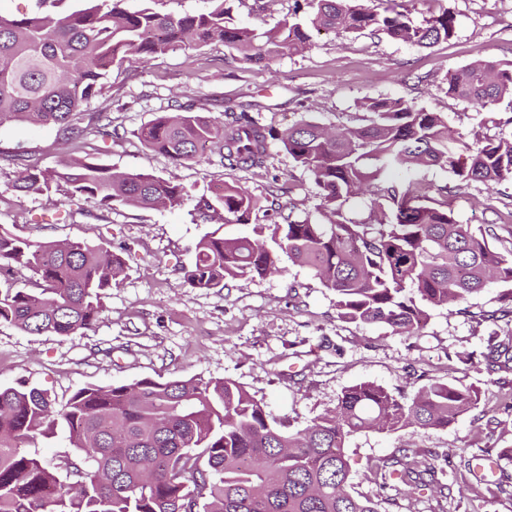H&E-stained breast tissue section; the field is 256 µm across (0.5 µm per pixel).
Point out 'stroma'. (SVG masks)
<instances>
[{
	"instance_id": "35a3bbf8",
	"label": "stroma",
	"mask_w": 512,
	"mask_h": 512,
	"mask_svg": "<svg viewBox=\"0 0 512 512\" xmlns=\"http://www.w3.org/2000/svg\"><path fill=\"white\" fill-rule=\"evenodd\" d=\"M229 6L237 22L262 32L292 20L296 0H230ZM443 7L455 18L454 36L430 48L368 30H323L313 32L303 52L263 64L213 43L113 65L101 93L83 107L88 118L107 113L112 143L86 135L81 154L118 171L179 184L185 201L176 209L80 211L55 193H18L15 156L44 169L73 146L53 126L0 127V225L33 240L100 244L127 265L86 333L30 335L0 325V384L26 382L62 406L89 385L230 377L294 430L333 410L340 393L360 382L406 393L431 379L471 386L481 393L478 405L447 429L352 436L348 490L370 498L379 512H512V460L499 457L500 449L512 448V369L487 372L481 357L491 336L512 347V321L482 319L499 308V287L431 310L423 329L408 337L338 318L335 293L283 253L277 272L265 278L235 281L220 291L191 287L184 270L204 235L219 228L230 237L253 235L274 204L294 220L316 216L313 179L278 142L265 168L251 169L224 166L214 155L176 165L137 136L178 104L225 123L245 112L279 131L303 119L342 129L370 119L362 106L367 98H402L441 113L467 141L477 133L512 136V101L496 105L491 123L485 109L448 93L449 73L470 62L493 57L512 64V0H412L411 17L418 22ZM414 178L447 188L460 223L496 224L512 211V179L466 186L439 167L417 170ZM226 182L258 199L261 210L250 223L221 227L200 217L199 201L214 199ZM401 449L434 468L436 490H394L375 482L378 461ZM482 456L498 462L483 481L466 465Z\"/></svg>"
}]
</instances>
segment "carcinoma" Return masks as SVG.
I'll return each mask as SVG.
<instances>
[{"label":"carcinoma","mask_w":512,"mask_h":512,"mask_svg":"<svg viewBox=\"0 0 512 512\" xmlns=\"http://www.w3.org/2000/svg\"><path fill=\"white\" fill-rule=\"evenodd\" d=\"M212 2L198 13L131 12L124 0H91L66 15L0 16V127L54 125L77 150L86 134L77 112L101 92L107 70L175 46L220 41L242 60L263 63L304 51L312 30L372 29L424 47L454 34L446 10L413 23L409 0H388L382 14L354 0H308L305 22L262 33L233 23L224 0ZM448 93L491 110L512 98V66L491 57L471 62L448 77ZM363 106L369 123L339 134L307 120L279 133L246 114L226 125L181 106L138 130L150 150L178 164L208 146L230 166L262 168L277 140L318 189L327 222H275L268 240L261 226L255 238L208 233L184 271L187 283L221 290L262 278L276 270L279 249L335 292L337 315L350 322L412 336L429 309L463 301L492 282L503 287V305L486 319L512 318V252L490 244L498 225L458 223L448 188L436 199L411 179L430 167L465 184L512 179V138L476 135L466 142L449 133L440 113L403 99L368 98ZM377 182L386 187L373 200L374 220L343 219L349 199ZM13 188L55 191L99 209L184 203L183 190L166 180L78 157L47 169L23 164ZM219 204L226 224H247L259 209L255 197L228 182ZM24 270L36 277L31 288L15 287ZM124 270L120 255L101 245L36 241L0 225V325L57 336L90 330ZM501 357V346L488 343L487 370L503 368ZM479 400L474 388L437 380L411 396L361 382L342 391L334 410L292 431L226 377L88 386L61 407L24 382L0 386V512H377L371 500L347 490L349 437L411 425L446 429ZM58 428L71 451L50 466L36 441ZM375 478L429 488L434 471L405 451L376 465Z\"/></svg>","instance_id":"obj_1"}]
</instances>
